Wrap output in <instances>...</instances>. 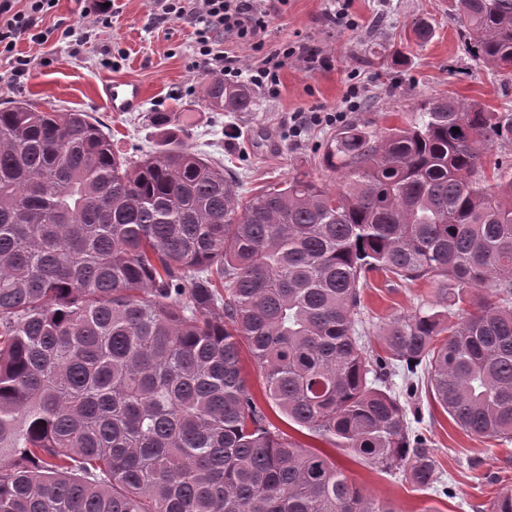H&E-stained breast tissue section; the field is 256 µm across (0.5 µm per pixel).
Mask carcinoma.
<instances>
[{"label": "carcinoma", "mask_w": 512, "mask_h": 512, "mask_svg": "<svg viewBox=\"0 0 512 512\" xmlns=\"http://www.w3.org/2000/svg\"><path fill=\"white\" fill-rule=\"evenodd\" d=\"M470 58L512 72V0H450ZM214 109L250 92L210 81ZM119 154L86 112L0 109V512H395L269 406L381 472L436 460L383 388L406 367L463 430L512 441V112L432 97L402 126L327 140L245 200L191 151ZM459 128V133L452 128ZM371 271L436 285L361 344Z\"/></svg>", "instance_id": "carcinoma-1"}]
</instances>
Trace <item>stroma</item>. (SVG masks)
<instances>
[{
  "label": "stroma",
  "instance_id": "1",
  "mask_svg": "<svg viewBox=\"0 0 512 512\" xmlns=\"http://www.w3.org/2000/svg\"><path fill=\"white\" fill-rule=\"evenodd\" d=\"M116 3L111 27L94 31L79 23L76 0H59L45 23L72 28V36L43 46L19 41L18 53L35 63L18 83L9 64H0V108L26 100L42 110L89 113L110 135L114 149L127 155L157 149L163 129L152 116L166 113L184 126L188 146L235 173L246 198L299 169L333 183V174L322 171L316 158L335 124L309 125L296 138L290 128L294 113L344 110L352 84L358 86L359 97L357 107L346 112L349 123L393 127L414 113L419 100L448 95L481 102L493 112L512 111V76L474 67L448 0H287L278 5L261 44L228 39L225 49L248 65L270 50L305 45L329 57L330 63L312 66L290 58L280 71L276 92L253 88L248 112L208 108L209 74L194 51L188 24L162 20L154 0ZM340 9L350 27L331 21ZM418 19L432 28L431 38L423 43L412 33ZM45 55L51 65H37V58ZM105 57L111 58V68L101 66ZM113 81L139 84L142 106L132 112L107 111L97 92ZM361 296V330L373 353L380 355L386 325L432 301L434 289L425 281L400 284L373 272ZM416 405L418 417L411 426L428 439L437 461L428 489H413L402 473L371 469L338 449H329L331 460L395 512H489L500 492L512 490V443L496 445L465 432L428 394H421Z\"/></svg>",
  "mask_w": 512,
  "mask_h": 512
}]
</instances>
